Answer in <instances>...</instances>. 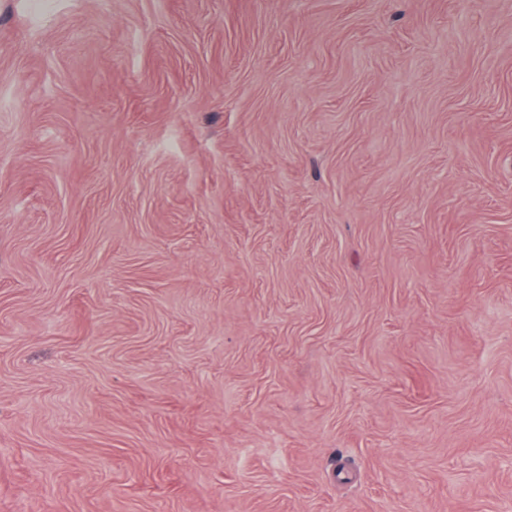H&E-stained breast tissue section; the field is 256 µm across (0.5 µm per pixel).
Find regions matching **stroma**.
I'll list each match as a JSON object with an SVG mask.
<instances>
[{
	"label": "stroma",
	"instance_id": "obj_1",
	"mask_svg": "<svg viewBox=\"0 0 512 512\" xmlns=\"http://www.w3.org/2000/svg\"><path fill=\"white\" fill-rule=\"evenodd\" d=\"M0 512H512V0H0Z\"/></svg>",
	"mask_w": 512,
	"mask_h": 512
}]
</instances>
